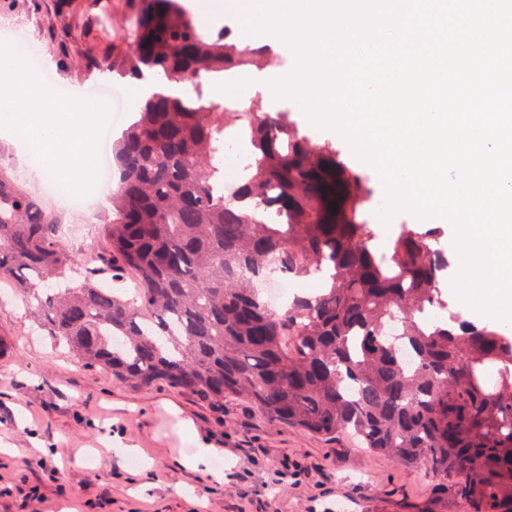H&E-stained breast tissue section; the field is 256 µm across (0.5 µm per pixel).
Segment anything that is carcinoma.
Instances as JSON below:
<instances>
[{
    "label": "carcinoma",
    "instance_id": "cac0c4a2",
    "mask_svg": "<svg viewBox=\"0 0 512 512\" xmlns=\"http://www.w3.org/2000/svg\"><path fill=\"white\" fill-rule=\"evenodd\" d=\"M128 51L112 72L151 79L112 144L109 252L73 286L60 217L0 166V281L17 288L41 330L88 368L123 384L161 382L206 401L241 396L269 418L325 437L351 430L365 446L439 478L438 496L465 512H512V332L444 308L430 247L407 230L370 246L368 178L312 144L281 114L233 113L256 152L237 201L213 194L224 169V113L169 91L179 76L216 79L261 65L252 49L190 20L179 0H136ZM325 288L281 313L260 296L270 263ZM135 273L132 296L104 271ZM400 326L403 365L384 335Z\"/></svg>",
    "mask_w": 512,
    "mask_h": 512
}]
</instances>
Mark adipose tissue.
Wrapping results in <instances>:
<instances>
[{"instance_id": "ef3b65f1", "label": "adipose tissue", "mask_w": 512, "mask_h": 512, "mask_svg": "<svg viewBox=\"0 0 512 512\" xmlns=\"http://www.w3.org/2000/svg\"><path fill=\"white\" fill-rule=\"evenodd\" d=\"M94 103L60 98L42 85L22 56L0 48V138L35 152L42 171L82 183L96 165Z\"/></svg>"}]
</instances>
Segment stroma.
Returning <instances> with one entry per match:
<instances>
[{
	"instance_id": "obj_1",
	"label": "stroma",
	"mask_w": 512,
	"mask_h": 512,
	"mask_svg": "<svg viewBox=\"0 0 512 512\" xmlns=\"http://www.w3.org/2000/svg\"><path fill=\"white\" fill-rule=\"evenodd\" d=\"M193 22L240 37L243 16L217 15L212 0H181ZM130 0H0V42L34 49L36 69L59 95H92L109 86L105 64L128 50L124 24ZM249 100L269 114L288 113L300 134L329 139L354 167L363 162L340 134L308 125L298 103ZM0 158L49 211L59 212L61 242L81 280L106 253L112 218L108 195H96L83 216L64 211L31 154L0 139ZM0 512H404L434 493L437 479L400 465L342 433L328 438L263 415L230 396L212 403L163 384L133 387L109 371L85 367L65 345L41 335L19 292L0 289ZM191 418L219 452L187 466ZM137 444V455L112 438Z\"/></svg>"
}]
</instances>
